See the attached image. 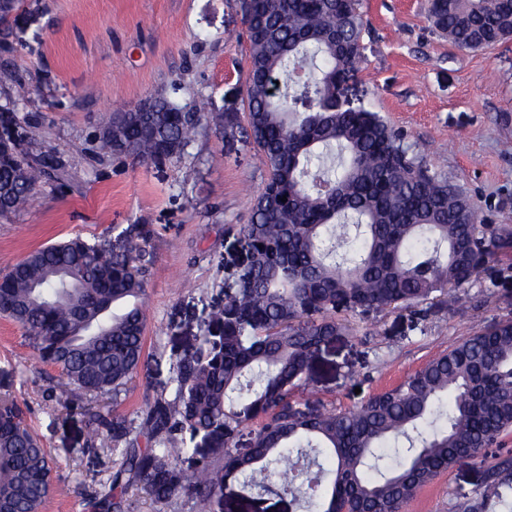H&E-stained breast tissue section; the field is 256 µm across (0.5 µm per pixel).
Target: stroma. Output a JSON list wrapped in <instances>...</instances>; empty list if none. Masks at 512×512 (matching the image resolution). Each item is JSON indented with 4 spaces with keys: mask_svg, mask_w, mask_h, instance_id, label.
<instances>
[{
    "mask_svg": "<svg viewBox=\"0 0 512 512\" xmlns=\"http://www.w3.org/2000/svg\"><path fill=\"white\" fill-rule=\"evenodd\" d=\"M33 18L10 27L0 51V93H25L22 115L41 123L44 145L66 167L27 211L0 218V273L30 250L73 236L116 242L145 225V356L114 407L135 418L169 391L167 355L195 350L214 328L224 288L242 258L236 227L267 170L245 134L248 43L239 0H28ZM363 55L345 94L379 113L413 152L477 201L480 215L512 224V39L464 50L437 33L427 0H360ZM163 94L224 115L201 127L181 157L160 164L96 151L99 113ZM512 314V262H493L464 288L425 304L351 316L316 353L311 407L346 410L402 382L434 356ZM0 402L16 404L66 494L39 512H93L118 452L92 445L95 398L63 384L23 329L0 317ZM512 434L483 461L456 465L416 493L405 512H455L474 496ZM224 512H304L286 495L254 499L224 489Z\"/></svg>",
    "mask_w": 512,
    "mask_h": 512,
    "instance_id": "stroma-1",
    "label": "stroma"
}]
</instances>
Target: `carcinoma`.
Listing matches in <instances>:
<instances>
[{"mask_svg": "<svg viewBox=\"0 0 512 512\" xmlns=\"http://www.w3.org/2000/svg\"><path fill=\"white\" fill-rule=\"evenodd\" d=\"M24 0H0V34ZM246 128L267 168L246 255L214 323L219 334L169 357L170 397L135 419L101 407L92 438L122 461L97 512H122L129 486L157 502L180 495L195 512H223L224 481L251 495L288 494L315 512H402L422 487L477 461L512 433V318L494 319L363 404L301 413L316 352L347 328L344 314L419 308L512 257V225L479 223L476 204L448 176L409 154L404 137L362 107L336 108L341 77L359 62V0H246ZM436 31L461 49L512 37V0H430ZM25 96L0 103V215L27 209L39 184L65 176L43 150L39 122L18 116ZM153 112H105L101 155L163 161L181 155L201 121L166 96ZM287 201H282V198ZM356 227L357 246L336 227ZM119 246L79 236L29 252L0 274V316L25 331L38 358L68 384L117 401L144 357L148 242L138 224ZM261 418L253 447L236 438ZM145 444H140V440ZM407 447L400 449V440ZM199 441L207 452L187 446ZM191 455V464L182 458ZM47 452L18 411L0 404V512H38L55 490ZM512 503V455L456 512Z\"/></svg>", "mask_w": 512, "mask_h": 512, "instance_id": "obj_1", "label": "carcinoma"}]
</instances>
